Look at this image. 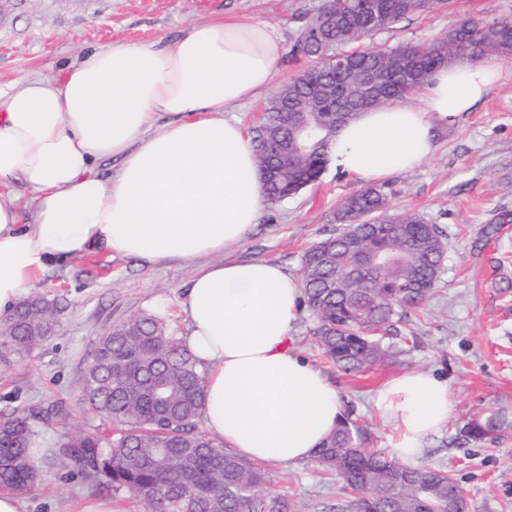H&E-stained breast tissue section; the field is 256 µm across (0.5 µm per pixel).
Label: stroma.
I'll use <instances>...</instances> for the list:
<instances>
[{
	"label": "stroma",
	"instance_id": "stroma-1",
	"mask_svg": "<svg viewBox=\"0 0 512 512\" xmlns=\"http://www.w3.org/2000/svg\"><path fill=\"white\" fill-rule=\"evenodd\" d=\"M322 0H0V85L20 88L33 75H61L96 50L124 43L169 44L200 22L234 18L263 23L283 46L273 88L311 66L294 51L299 30ZM512 21V0H432L425 11L367 38L369 46L428 45L465 20ZM500 77L490 94L454 121H435L437 150L413 169L375 181L391 213L414 212L438 225L447 248L445 271L419 307L408 309L390 335L393 354L368 372L348 375L318 348L316 322L302 312L294 347L338 388L342 418L360 427L364 444L388 451L393 423L373 406L375 391L398 375L425 371L446 379L447 424L428 437L417 463L450 471L472 512H512V422L497 438L473 442L467 420L504 410L512 419V57H497ZM363 181L325 166L319 179L276 205L228 251L231 259L268 260L298 276L307 248L336 230L344 199ZM194 263H146L105 250L47 270L36 292L58 302L51 338L31 354L0 355V410L32 414L57 408L39 425L42 482L23 494L25 512H80L108 500L113 512H142L130 492L104 491L68 478L54 457L63 436L96 428L80 404L86 359L99 337L131 317L166 320L177 336L188 322L179 300L197 272ZM264 491L284 512H336L344 492L316 459L265 462Z\"/></svg>",
	"mask_w": 512,
	"mask_h": 512
}]
</instances>
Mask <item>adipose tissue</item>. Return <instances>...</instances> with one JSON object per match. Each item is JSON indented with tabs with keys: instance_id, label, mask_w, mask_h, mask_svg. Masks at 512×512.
Here are the masks:
<instances>
[{
	"instance_id": "obj_1",
	"label": "adipose tissue",
	"mask_w": 512,
	"mask_h": 512,
	"mask_svg": "<svg viewBox=\"0 0 512 512\" xmlns=\"http://www.w3.org/2000/svg\"><path fill=\"white\" fill-rule=\"evenodd\" d=\"M281 54L266 25L211 21L165 46L117 45L62 76L0 87V317L48 269L95 249L205 259L181 302L186 344L207 367L204 424L245 459L296 464L340 423L339 391L288 346L303 310L298 279L223 257L266 195L251 135L228 111L270 87ZM498 78L490 58L443 67L422 105L361 112L329 157L360 180L413 168L436 150L434 118L472 111ZM107 159L119 167L103 178ZM374 402L403 460L451 410L447 381L431 373L393 378Z\"/></svg>"
}]
</instances>
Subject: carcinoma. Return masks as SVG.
<instances>
[{
    "label": "carcinoma",
    "instance_id": "carcinoma-1",
    "mask_svg": "<svg viewBox=\"0 0 512 512\" xmlns=\"http://www.w3.org/2000/svg\"><path fill=\"white\" fill-rule=\"evenodd\" d=\"M429 7V0H328L336 25L312 18L296 49L315 59L282 86L250 133L266 178L267 201L276 205L319 178L338 131L360 111L402 101L428 84L441 67L486 55L512 56V22L469 21L428 45L374 50L363 42L374 32ZM341 55L345 69L323 59ZM380 94L366 99V78ZM313 110L316 130L297 148L290 112ZM374 188L349 195L335 232L310 246L301 263L304 305L315 318L322 352L346 373H364L391 355L384 336L403 308L425 299L445 271L446 247L437 225L418 214H391ZM380 253V265L363 257ZM57 302L37 295L0 322V353L27 355L50 338ZM206 369L153 314H141L101 336L81 377L85 412L100 419L94 433L72 438L55 456L98 488L128 489L144 512H280L262 493L265 473L224 451L217 438L198 431ZM507 424L496 411L462 427L475 442ZM38 433L29 418L0 416V491L25 493L41 482L34 463ZM317 458L336 473L352 497L336 512H467L466 495L442 469L410 466L363 446L361 430L342 422Z\"/></svg>",
    "mask_w": 512,
    "mask_h": 512
}]
</instances>
